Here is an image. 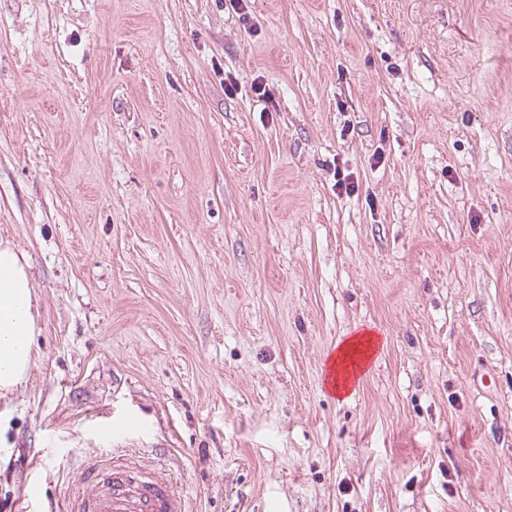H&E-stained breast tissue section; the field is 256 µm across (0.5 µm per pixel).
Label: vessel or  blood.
Segmentation results:
<instances>
[{"instance_id":"b4317fda","label":"vessel or blood","mask_w":512,"mask_h":512,"mask_svg":"<svg viewBox=\"0 0 512 512\" xmlns=\"http://www.w3.org/2000/svg\"><path fill=\"white\" fill-rule=\"evenodd\" d=\"M121 433L109 422L99 426L98 443L111 449L117 474L106 481L103 461L88 462L80 474L78 512H186L183 495L168 478L117 447Z\"/></svg>"}]
</instances>
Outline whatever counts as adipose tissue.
Here are the masks:
<instances>
[{"label":"adipose tissue","mask_w":512,"mask_h":512,"mask_svg":"<svg viewBox=\"0 0 512 512\" xmlns=\"http://www.w3.org/2000/svg\"><path fill=\"white\" fill-rule=\"evenodd\" d=\"M34 290L27 265L7 243H0V397L12 393L32 363L37 332Z\"/></svg>","instance_id":"1"}]
</instances>
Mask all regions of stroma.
<instances>
[{"mask_svg": "<svg viewBox=\"0 0 512 512\" xmlns=\"http://www.w3.org/2000/svg\"><path fill=\"white\" fill-rule=\"evenodd\" d=\"M247 11L0 0V239L39 309L0 512H58L103 419L189 512H512V0ZM360 332L353 333L355 335L350 336L349 338L343 340L341 345L338 348V351L336 353V367L339 365L338 361L343 362V360L349 359V352L356 347L359 343L362 342L363 339L368 338L370 342L373 341V336H371L370 333H365L363 335L357 334ZM336 348H333L328 352L326 355L325 360L323 361L322 367H321V383L322 387L325 390L326 393H328L332 398L336 399H344L348 395H346L345 390L342 389V386L344 384V379L347 378V386L351 390L356 388L363 378L366 376V374L370 370V364L364 366L362 365V369H360L357 366H349L347 371H340L339 373V379H340V385H341V391L339 395H336V388L338 387V379H336V367L334 370L329 369L331 362L330 358L333 354H335ZM336 381V382H335ZM327 382H330L331 385H329ZM346 395V396H345Z\"/></svg>", "mask_w": 512, "mask_h": 512, "instance_id": "stroma-1", "label": "stroma"}]
</instances>
